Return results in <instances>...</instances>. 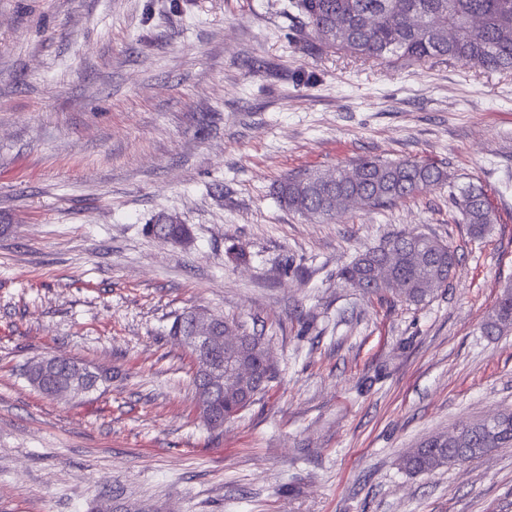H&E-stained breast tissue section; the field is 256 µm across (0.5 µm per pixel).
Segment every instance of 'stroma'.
<instances>
[{
  "label": "stroma",
  "instance_id": "1",
  "mask_svg": "<svg viewBox=\"0 0 512 512\" xmlns=\"http://www.w3.org/2000/svg\"><path fill=\"white\" fill-rule=\"evenodd\" d=\"M290 2L0 0V512H512V446L399 466L512 410V330L481 327L512 282V72L325 51ZM362 158L434 162L496 221L471 238L444 188L280 205ZM162 213L188 243L148 233ZM408 232L457 258L425 302L341 279ZM195 310L277 369L218 429L170 331ZM53 355L108 379L45 396L26 370Z\"/></svg>",
  "mask_w": 512,
  "mask_h": 512
}]
</instances>
